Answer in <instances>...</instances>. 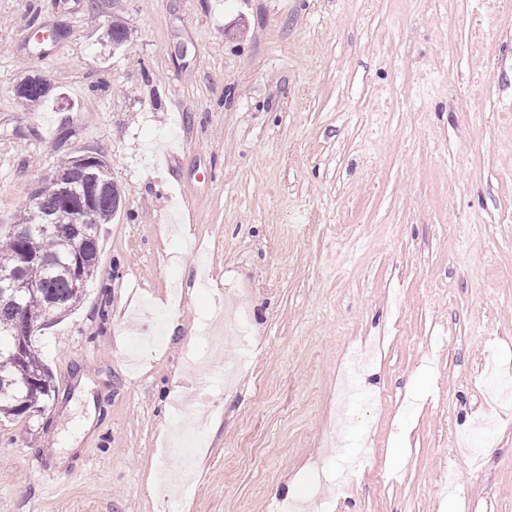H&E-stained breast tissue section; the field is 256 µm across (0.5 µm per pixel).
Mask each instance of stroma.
Here are the masks:
<instances>
[{"label":"stroma","instance_id":"stroma-1","mask_svg":"<svg viewBox=\"0 0 512 512\" xmlns=\"http://www.w3.org/2000/svg\"><path fill=\"white\" fill-rule=\"evenodd\" d=\"M84 154L121 203L32 338L54 399L0 419V512H169L178 405L201 426L182 512H512V406L483 386L512 363V0H0V234ZM228 293L229 386L188 363ZM379 349V347L373 344L366 345L359 350L361 351L360 353L358 351L359 354L357 353L352 358V364L346 371L341 385V395L344 400H349L354 391L356 378L360 370L378 356Z\"/></svg>","mask_w":512,"mask_h":512}]
</instances>
